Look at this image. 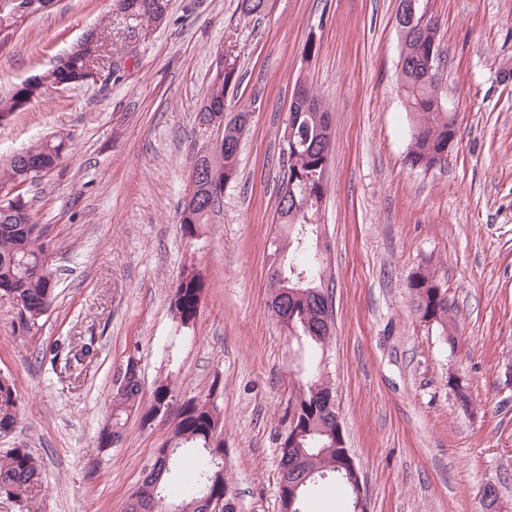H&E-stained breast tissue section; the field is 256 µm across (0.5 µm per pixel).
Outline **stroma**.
<instances>
[{
  "instance_id": "1",
  "label": "stroma",
  "mask_w": 512,
  "mask_h": 512,
  "mask_svg": "<svg viewBox=\"0 0 512 512\" xmlns=\"http://www.w3.org/2000/svg\"><path fill=\"white\" fill-rule=\"evenodd\" d=\"M398 0H170L171 23L129 21L112 0H54L0 39V92L52 68L88 31L124 53L110 82L51 87L0 121V166L35 141L70 135L76 149L23 191L52 227L59 284L30 332L0 307V375L20 401L0 455L26 448L43 484L28 512H124L172 412L224 386L225 473L236 512H279L278 448L303 374L297 347L267 308L279 143L298 78L334 130L328 192L311 249L324 259L333 306L322 366L366 489L370 512H480L495 485L512 512V0H429L442 50L441 100L458 143L445 170L410 168L412 117L396 84ZM319 47L303 59L307 39ZM240 55L227 113L255 110L238 175L205 233L178 223L192 165L215 128L198 124L216 50ZM207 289L193 325L169 311L187 263ZM435 272L455 304L459 343L416 318L408 281ZM93 343L79 378L53 373L55 341ZM141 370L142 404L173 384L171 411L132 417L119 445L97 446L113 379ZM459 374L462 408L448 377Z\"/></svg>"
}]
</instances>
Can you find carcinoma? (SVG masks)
<instances>
[{
    "label": "carcinoma",
    "instance_id": "carcinoma-1",
    "mask_svg": "<svg viewBox=\"0 0 512 512\" xmlns=\"http://www.w3.org/2000/svg\"><path fill=\"white\" fill-rule=\"evenodd\" d=\"M43 0H26L27 14L0 12V35L21 26L26 20L43 12ZM115 7L132 20L154 23L158 12H168L169 0H116ZM424 3L417 8V22L407 35L401 36L404 54L397 73L400 93L407 111L413 115L414 127L407 163L412 168L432 170L442 167L441 157L457 143L458 128L455 114L443 112L434 101L436 74L423 70L422 60L435 47V29L425 20ZM106 37L88 36L78 43L56 64L40 75L26 79L0 96V119L19 112L42 97L48 86H79L88 83L91 70L106 52ZM223 72H214L209 92L197 111L198 122L223 128L220 152L212 155L210 165L203 170V178L196 190L189 192L179 212L178 222L183 235L194 238L202 225L209 223L215 209L212 198L232 183L238 173V156L233 142L235 134L243 133L251 110L236 113V124L224 122V96L227 89L240 83L238 55L224 51ZM310 105L301 108L290 104L288 114L292 121V139L281 136L279 149V187L277 222L286 229L287 246L277 248L288 252L284 265L270 274L269 288L277 292L268 308L280 323L293 321L294 331L289 337L307 349L310 370L301 382L293 407L300 411L299 425L303 437L292 447L279 443L278 466L287 469L288 496L294 499L295 512H302L305 498L324 480L333 482L336 490L348 495L350 485L346 473L336 469L340 458L335 448L336 421L327 413L313 392L331 390L323 371L320 352L329 340L322 332L325 286L319 254L309 250V242L318 235L317 216L326 191L323 172L328 168L333 134L329 115L312 91H307ZM72 139L56 135L32 144L23 154L15 156L0 169V291L12 294L25 313V320L17 321L18 331L30 330L51 309L58 287L50 249L53 238L48 224L32 221L27 203L11 195L17 183L29 177L35 167L47 174L72 151ZM415 315L418 320L434 326L450 347L458 343L453 323L454 304L449 301L434 273L428 269L415 272L409 281ZM206 289V280L193 265L183 269L172 291L169 309L182 325L195 322ZM51 364L64 360V370L78 373L84 362L95 355L93 343L80 347L68 346L66 351L52 346ZM223 386L213 380L208 395L184 401L173 428L171 456L157 459L142 484L136 490L137 498L126 505V512H205L207 499L229 493L224 468L219 455L224 453L222 417L215 398ZM172 386L168 382L157 385L153 391V406L140 412V373L124 367L120 385L113 388L110 412L98 435L100 448L110 447L123 439L128 420L140 415L142 423L149 422L156 405L169 403ZM19 420V397L14 384L0 387V435L11 433ZM192 458L195 465L194 482L187 486L177 502L168 500L166 490L173 482L176 467L183 456ZM41 469L37 459L26 448H12L0 457V489H22L24 493L40 485Z\"/></svg>",
    "mask_w": 512,
    "mask_h": 512
}]
</instances>
